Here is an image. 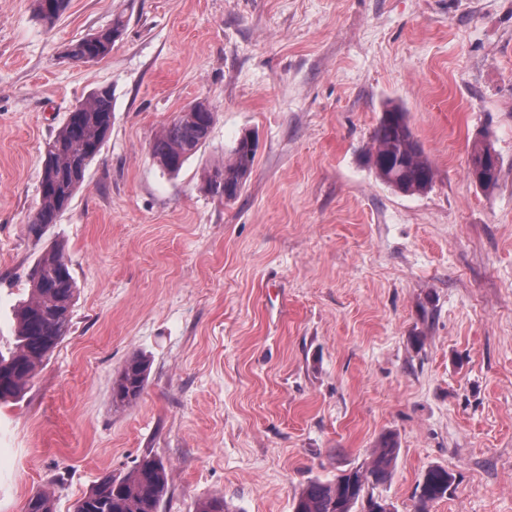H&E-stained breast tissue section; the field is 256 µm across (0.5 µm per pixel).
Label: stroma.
<instances>
[{"instance_id": "stroma-1", "label": "stroma", "mask_w": 512, "mask_h": 512, "mask_svg": "<svg viewBox=\"0 0 512 512\" xmlns=\"http://www.w3.org/2000/svg\"><path fill=\"white\" fill-rule=\"evenodd\" d=\"M119 14L107 57L68 59ZM104 87L112 128L33 238L47 145ZM198 101L210 136L170 176L150 143ZM389 105L435 168L425 193L366 162ZM245 133L241 196L206 192ZM484 136L489 192L468 173ZM53 245L78 287L71 328L0 403V512L42 490L73 512L148 454L170 471L160 512L210 496L291 512L386 434L392 512H415L431 465L455 482L430 512H512V0H69L51 25L0 0V351ZM134 354L148 382L119 406ZM149 364L141 355L131 356L112 385V401L130 405L137 402L147 384Z\"/></svg>"}]
</instances>
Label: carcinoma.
I'll use <instances>...</instances> for the list:
<instances>
[{"label":"carcinoma","instance_id":"carcinoma-1","mask_svg":"<svg viewBox=\"0 0 512 512\" xmlns=\"http://www.w3.org/2000/svg\"><path fill=\"white\" fill-rule=\"evenodd\" d=\"M39 19L47 24L58 20L68 0H34ZM124 20L77 41L68 57L76 62L100 60L112 51L124 31ZM214 112L196 102L173 119L153 138L150 151L165 173L177 175L209 138ZM112 126V92L101 88L68 114L62 128L48 143L40 177V204L27 224L28 234L40 238L49 224L57 222L81 186L86 168L99 153ZM255 143L244 135L204 177L207 191L226 200L238 198L253 170ZM367 157L376 176L404 194H421L434 184L435 170L414 139L406 114L388 107L372 134ZM30 298L16 310L15 345L0 353V402L17 398L33 378L36 369L69 333L77 295L76 282L61 251L44 250L31 274ZM149 364L140 355L131 356L112 385V401L130 405L137 402L147 384ZM396 438L383 436L368 461L341 471L336 478L308 481L292 503V512H391L390 504L374 490L391 480L398 457ZM453 475L441 465H430L417 484L415 512L447 498ZM168 489L167 466L145 455L125 474L102 477L80 498L74 512H160ZM26 512H54L51 495L37 491L27 500ZM194 512H226L224 498L198 500Z\"/></svg>","mask_w":512,"mask_h":512}]
</instances>
